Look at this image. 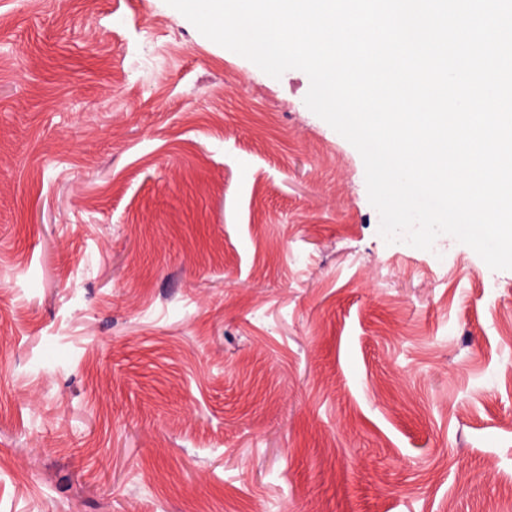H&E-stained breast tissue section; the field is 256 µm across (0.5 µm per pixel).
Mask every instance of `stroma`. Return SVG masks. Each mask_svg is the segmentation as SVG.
I'll use <instances>...</instances> for the list:
<instances>
[{
	"label": "stroma",
	"instance_id": "35a3bbf8",
	"mask_svg": "<svg viewBox=\"0 0 512 512\" xmlns=\"http://www.w3.org/2000/svg\"><path fill=\"white\" fill-rule=\"evenodd\" d=\"M165 0H0V512H512V270Z\"/></svg>",
	"mask_w": 512,
	"mask_h": 512
}]
</instances>
